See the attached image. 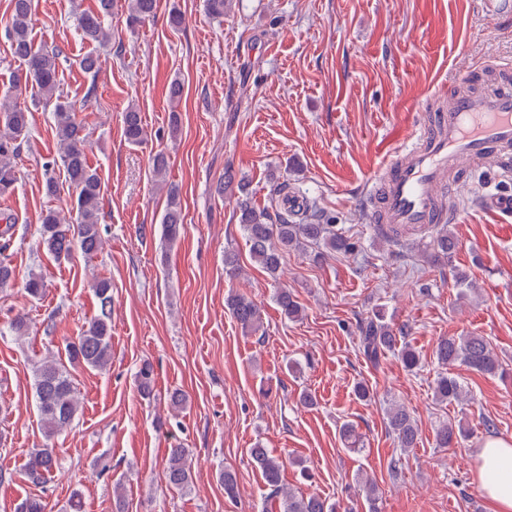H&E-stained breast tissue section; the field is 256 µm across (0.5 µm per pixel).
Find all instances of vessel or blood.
Instances as JSON below:
<instances>
[{
    "instance_id": "b4317fda",
    "label": "vessel or blood",
    "mask_w": 512,
    "mask_h": 512,
    "mask_svg": "<svg viewBox=\"0 0 512 512\" xmlns=\"http://www.w3.org/2000/svg\"><path fill=\"white\" fill-rule=\"evenodd\" d=\"M477 68L503 78L490 91L459 93L427 113L364 186L371 224L400 234L431 231L450 219V199L475 164L488 158L500 161L495 178L512 180V62L490 56Z\"/></svg>"
}]
</instances>
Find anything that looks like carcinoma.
<instances>
[{
    "instance_id": "obj_1",
    "label": "carcinoma",
    "mask_w": 512,
    "mask_h": 512,
    "mask_svg": "<svg viewBox=\"0 0 512 512\" xmlns=\"http://www.w3.org/2000/svg\"><path fill=\"white\" fill-rule=\"evenodd\" d=\"M113 0H98L97 10L82 11L77 16V28L82 40L91 44L106 41L105 20L112 15ZM156 0H128L127 24L134 29L155 14ZM34 25L32 0H11V14L7 33L13 56L20 60L24 69L16 76L13 86L0 93V197L14 192L18 183L17 160L29 132L28 108L21 102L23 90L35 88L45 104H54L55 131L60 142L61 161L69 185L75 190L72 210L75 223L71 224L61 212L49 209L42 214L40 245L56 261L68 260L78 249L86 256L95 255L103 246L100 227V206L103 186L97 169L87 156V139L84 126L77 122L73 105L64 99L60 91L59 71L62 65L60 51L39 46L31 37ZM123 134L128 144L139 146L147 140V130L142 124L140 112L130 106L122 115ZM237 193L236 213L239 224L249 245L254 262L272 278H277L284 255L298 250L305 244H315L320 251L314 254L318 260L323 251L351 253L355 243L336 232L335 226L323 223L315 203L305 201L296 210L271 213L258 208L249 194L244 180L236 179L233 171H224V181L218 191ZM167 205L161 219L162 236L171 244L182 229V208L179 190L167 186ZM8 244L0 245V288L14 284L15 270L4 255ZM455 248L453 234L448 225L433 239L435 256H448ZM98 301V314L92 318L80 335L65 350L67 362L59 357L43 359L34 370V395L40 427L48 440L70 429L80 412V401L71 369L88 367L101 369L112 357V281L100 276L92 283ZM25 292L33 299L45 294L41 276L32 274L24 284ZM275 301L284 317L295 319L302 308L285 286L276 288ZM227 307L245 332H256L262 326L260 306L251 298L232 293L227 297ZM359 350L364 358L378 365L389 352H397L403 367L413 372L421 367L420 354L408 345L397 346L396 330L377 311L358 326ZM435 357L441 372L434 384L436 399L448 403L462 400L466 391L448 368L457 364L467 366L481 375H493L499 367L497 354L482 336H448L438 340ZM138 394L148 399L153 395L155 373L152 363L143 361L135 373ZM388 429L397 445L412 448L417 442L419 429L409 411L393 405L387 412ZM463 430L452 424H443L435 432V442L440 448H451L457 443ZM249 455L262 476L266 487L262 512H338L337 505L318 494H303L283 483V461L271 455L259 445L249 449ZM59 462L54 448L44 445L34 448L24 464L25 475L34 485L48 481ZM193 463L187 449L176 445L166 450L165 478L172 488L187 491L192 486ZM218 481L224 486V494L236 497V475L229 470L218 473ZM15 512H47V503L36 497H26L17 503Z\"/></svg>"
}]
</instances>
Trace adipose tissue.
<instances>
[{
    "label": "adipose tissue",
    "instance_id": "adipose-tissue-1",
    "mask_svg": "<svg viewBox=\"0 0 512 512\" xmlns=\"http://www.w3.org/2000/svg\"><path fill=\"white\" fill-rule=\"evenodd\" d=\"M476 456L480 487L495 502L497 512H512V442L500 438L487 440Z\"/></svg>",
    "mask_w": 512,
    "mask_h": 512
}]
</instances>
